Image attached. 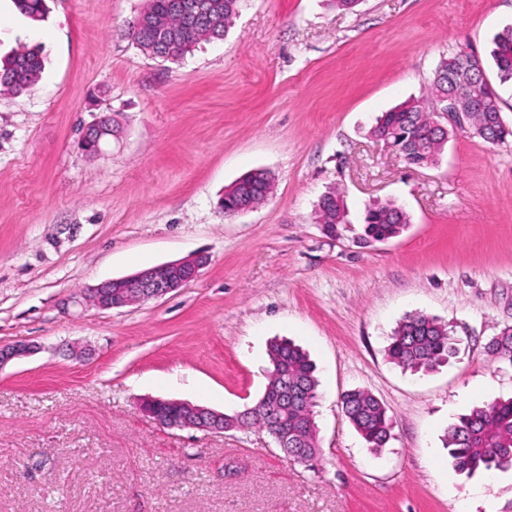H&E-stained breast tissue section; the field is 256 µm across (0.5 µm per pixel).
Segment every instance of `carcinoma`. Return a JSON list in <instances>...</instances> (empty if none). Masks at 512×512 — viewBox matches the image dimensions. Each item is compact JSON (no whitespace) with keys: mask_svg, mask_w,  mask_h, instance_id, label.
I'll return each instance as SVG.
<instances>
[{"mask_svg":"<svg viewBox=\"0 0 512 512\" xmlns=\"http://www.w3.org/2000/svg\"><path fill=\"white\" fill-rule=\"evenodd\" d=\"M240 0H148L131 27L130 35L139 48L154 57L179 60L202 42L220 41L231 25ZM16 7L33 22L45 17V0H14ZM465 50L442 59L426 98L432 108L410 100L383 113L371 129V136L388 143L408 165H436L450 132L434 126V113L442 111L448 94L460 95L459 107L467 113L466 126L491 145L512 138V127L497 124L501 107L496 91L486 76L462 70ZM489 56L500 83L512 84V26L504 27L493 39ZM44 71V59L36 48L23 47L0 66V91L21 94L34 87ZM271 176L257 170L224 191V205L231 206L246 197L261 199ZM343 196L331 192L317 207L318 223L327 236L337 234L346 223ZM409 224L406 211L391 200L377 201L364 216L362 240L366 244L398 236ZM487 352L512 366V326L506 327L486 344ZM456 354L455 339L445 321L424 313H413L393 329L387 355L397 366L413 372H429ZM267 384L255 403L251 426L264 429L272 439L299 438L312 457L320 454L314 408L318 380L308 355L287 341L270 344ZM301 388L300 402L270 414V403L279 388L280 374ZM341 412L366 444L378 451L389 443L392 424L384 405L365 389H351L341 396ZM444 447L455 470L468 477L478 473L512 470V398L486 401L461 415L448 427Z\"/></svg>","mask_w":512,"mask_h":512,"instance_id":"obj_1","label":"carcinoma"}]
</instances>
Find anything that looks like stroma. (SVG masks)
<instances>
[{
  "mask_svg": "<svg viewBox=\"0 0 512 512\" xmlns=\"http://www.w3.org/2000/svg\"><path fill=\"white\" fill-rule=\"evenodd\" d=\"M32 22L0 0V59H47L27 94H0V512H512V471L452 467L446 428L512 397L485 350L512 325V141L450 134L438 165L407 166L370 129L420 98L440 59L488 56L512 0H240L223 40L173 62L129 37L145 0H47ZM102 115V155L79 143ZM263 168L257 208L225 218L226 187ZM343 194L337 237L316 221ZM393 200L410 222L363 244V216ZM193 253L200 276L112 310L79 294ZM448 321L459 354L429 373L391 363L405 315ZM316 365L317 468L256 427L169 429L152 396L224 413L254 405L271 341ZM364 388L392 438L372 452L340 409Z\"/></svg>",
  "mask_w": 512,
  "mask_h": 512,
  "instance_id": "obj_1",
  "label": "stroma"
}]
</instances>
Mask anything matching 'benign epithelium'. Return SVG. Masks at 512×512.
<instances>
[{
    "mask_svg": "<svg viewBox=\"0 0 512 512\" xmlns=\"http://www.w3.org/2000/svg\"><path fill=\"white\" fill-rule=\"evenodd\" d=\"M466 113L458 106L456 97L448 96V111L440 113V120L434 125L440 128L449 124L455 128L465 126ZM207 258L194 254L186 258L157 265L133 275L115 278L98 285L84 297L89 305L101 310L120 308L134 304L157 300L186 286L195 280ZM32 347L27 344L0 346V366L7 362L27 356ZM175 405L184 411V417L168 424L170 429H196L211 433H222L241 425L249 418L251 409L247 408L229 418L223 413L204 406L178 400L147 398L142 401V411L155 416V410L161 405Z\"/></svg>",
    "mask_w": 512,
    "mask_h": 512,
    "instance_id": "1",
    "label": "benign epithelium"
}]
</instances>
